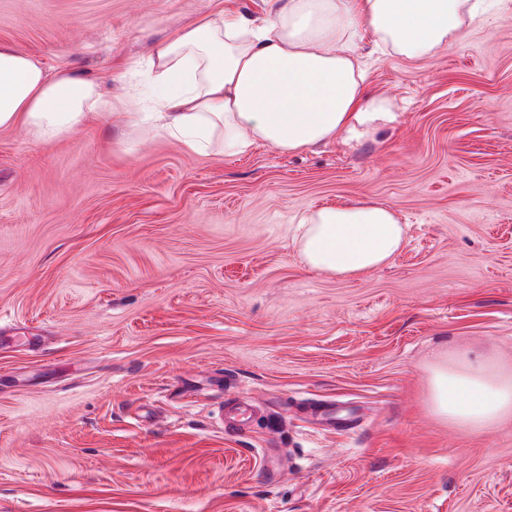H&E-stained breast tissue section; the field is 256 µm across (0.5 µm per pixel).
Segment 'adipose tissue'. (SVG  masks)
Listing matches in <instances>:
<instances>
[{
	"label": "adipose tissue",
	"mask_w": 512,
	"mask_h": 512,
	"mask_svg": "<svg viewBox=\"0 0 512 512\" xmlns=\"http://www.w3.org/2000/svg\"><path fill=\"white\" fill-rule=\"evenodd\" d=\"M262 24L217 10L155 45L157 129L193 151L239 154L264 143L298 152L357 140L394 121V99L369 94L354 42L371 35L408 60L459 44L486 13L484 0H266ZM99 82L0 45V128L48 143L111 110ZM298 253L309 269L352 278L386 265L406 230L374 202L306 213ZM431 405L472 430L512 414V374L469 360L437 365Z\"/></svg>",
	"instance_id": "1"
}]
</instances>
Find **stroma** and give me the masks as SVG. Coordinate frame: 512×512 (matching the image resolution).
I'll return each mask as SVG.
<instances>
[{"mask_svg": "<svg viewBox=\"0 0 512 512\" xmlns=\"http://www.w3.org/2000/svg\"><path fill=\"white\" fill-rule=\"evenodd\" d=\"M265 0H0V43L99 80L115 119L0 129V512H512V419L430 409L431 370L512 368V10L421 60L361 142L199 153L150 111L154 42ZM375 201L389 264L307 268L300 216ZM241 396L258 408L225 430Z\"/></svg>", "mask_w": 512, "mask_h": 512, "instance_id": "stroma-1", "label": "stroma"}]
</instances>
